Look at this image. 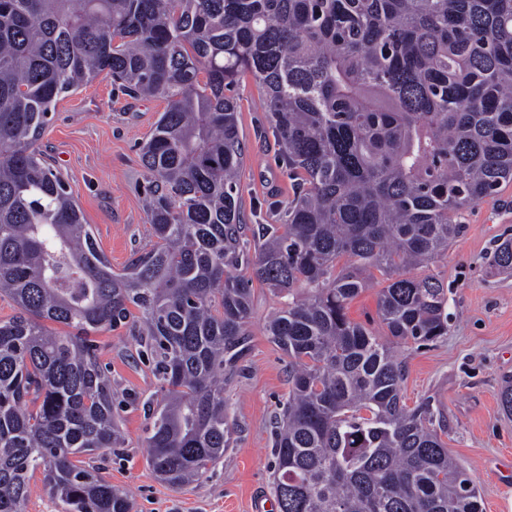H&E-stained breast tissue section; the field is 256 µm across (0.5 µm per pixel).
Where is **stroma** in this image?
<instances>
[{"label": "stroma", "mask_w": 512, "mask_h": 512, "mask_svg": "<svg viewBox=\"0 0 512 512\" xmlns=\"http://www.w3.org/2000/svg\"><path fill=\"white\" fill-rule=\"evenodd\" d=\"M234 94L248 144L241 208L248 223L270 224L291 199V182L276 141L265 132L260 90L247 78ZM166 107L161 98H129L103 73L57 102L35 144L63 175L116 271L151 240L141 205L146 173L139 145ZM456 220L462 231L447 252L414 271L447 288L448 334L433 342H397L393 350L405 368V403L430 402L434 427L469 472L484 512H512V417L498 397L512 379V273L492 266L497 246L512 237V182L459 211ZM252 300L248 348L224 386L232 443L197 483L183 488L162 482L147 463L148 407L162 405L165 390L139 358L141 318L98 332L124 437L102 474L129 497L132 512H254L257 501H273V432L288 397V359L269 342L264 324L288 297L257 283Z\"/></svg>", "instance_id": "1"}]
</instances>
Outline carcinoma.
Wrapping results in <instances>:
<instances>
[{
  "label": "carcinoma",
  "mask_w": 512,
  "mask_h": 512,
  "mask_svg": "<svg viewBox=\"0 0 512 512\" xmlns=\"http://www.w3.org/2000/svg\"><path fill=\"white\" fill-rule=\"evenodd\" d=\"M104 71L167 101L140 146L155 241L120 273L33 148L57 100ZM245 75L295 189L252 232L230 95ZM510 180L512 0H0V296L16 308L0 320V512H23L38 470L63 512H131L88 459L123 446L94 334L134 309L167 392L149 465L171 486L200 478L231 441L224 376L253 281L311 289L265 323L288 357L277 512H483L430 402H403L391 341L448 335L442 283L410 272L459 236L451 214ZM494 265L512 272V239ZM376 271L383 338L346 313Z\"/></svg>",
  "instance_id": "1"
}]
</instances>
